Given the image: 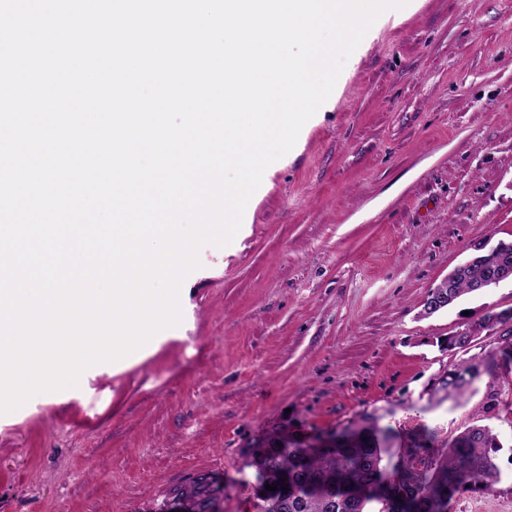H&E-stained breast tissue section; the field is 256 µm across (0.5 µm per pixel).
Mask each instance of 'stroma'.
I'll return each mask as SVG.
<instances>
[{
  "label": "stroma",
  "mask_w": 512,
  "mask_h": 512,
  "mask_svg": "<svg viewBox=\"0 0 512 512\" xmlns=\"http://www.w3.org/2000/svg\"><path fill=\"white\" fill-rule=\"evenodd\" d=\"M487 239L512 240V0H410L201 249L181 324L0 415V512H194L163 490L219 462L216 512H256L258 449L371 418L397 456L489 425L500 478L448 512H512V366L452 398L443 346L512 284L423 313Z\"/></svg>",
  "instance_id": "obj_1"
}]
</instances>
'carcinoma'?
Instances as JSON below:
<instances>
[{"label":"carcinoma","instance_id":"carcinoma-1","mask_svg":"<svg viewBox=\"0 0 512 512\" xmlns=\"http://www.w3.org/2000/svg\"><path fill=\"white\" fill-rule=\"evenodd\" d=\"M512 266V241L503 242V250L489 254L478 248L449 284L438 289L443 303L451 306L461 297L476 291L475 285L492 278L503 264ZM488 324V316L464 325L466 333L448 334L446 347L458 349L466 335L475 333ZM453 392L461 395L476 379L471 370L449 371ZM496 435L487 425L473 424L455 437L448 451L432 459L418 455V450L407 452L408 466L399 471L398 486L407 496L423 502L434 499L445 487L462 478L469 485L489 488L499 478V469L493 453L497 451ZM391 459L387 430L372 422L353 435L335 436L332 448L311 450L298 445L287 446L286 441H274L260 449L253 465L262 483H275L283 476L295 481L297 492L288 496L275 512H367V505L375 497L367 493L373 478L388 468ZM213 478L200 475L190 489L181 496L194 499L195 512H213Z\"/></svg>","mask_w":512,"mask_h":512}]
</instances>
